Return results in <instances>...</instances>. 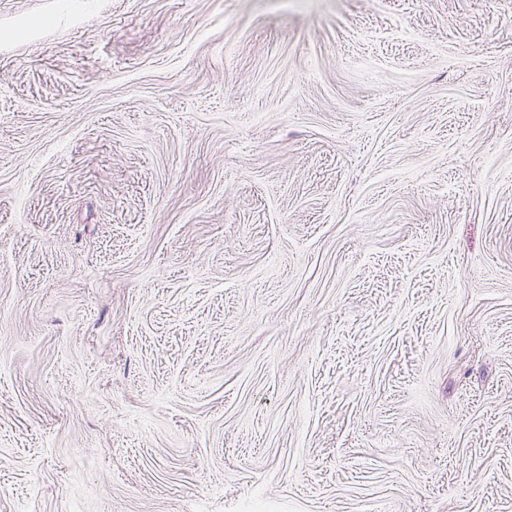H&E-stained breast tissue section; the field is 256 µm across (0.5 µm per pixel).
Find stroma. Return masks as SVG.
Instances as JSON below:
<instances>
[{"label": "stroma", "instance_id": "stroma-1", "mask_svg": "<svg viewBox=\"0 0 512 512\" xmlns=\"http://www.w3.org/2000/svg\"><path fill=\"white\" fill-rule=\"evenodd\" d=\"M0 512H512V0H0Z\"/></svg>", "mask_w": 512, "mask_h": 512}]
</instances>
